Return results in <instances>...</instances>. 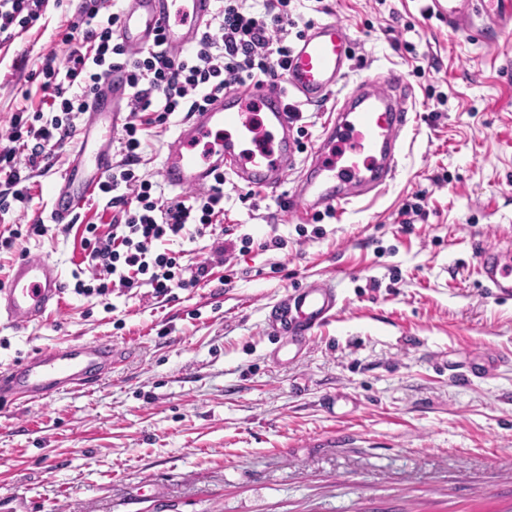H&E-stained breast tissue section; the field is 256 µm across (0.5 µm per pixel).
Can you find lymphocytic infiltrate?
Masks as SVG:
<instances>
[{"mask_svg":"<svg viewBox=\"0 0 512 512\" xmlns=\"http://www.w3.org/2000/svg\"><path fill=\"white\" fill-rule=\"evenodd\" d=\"M49 0H0V49L10 48L37 26ZM113 0H81L59 38L69 45L65 64L47 54L40 73L46 107L14 113L6 145L0 146V212L32 200L30 181L44 172L62 148L90 93L112 69L123 70L129 86V117L118 139L117 161L101 182L84 222L80 246L85 272H73L80 296L110 297L145 285L156 295L196 287L205 266L186 273L177 240L210 236L224 251V180L192 195L165 198L140 174L142 136L150 122L192 112L214 95L244 81L282 77L288 66V38L299 20L292 0H221L210 23L188 51L163 41L129 50L117 38L120 15Z\"/></svg>","mask_w":512,"mask_h":512,"instance_id":"1","label":"lymphocytic infiltrate"}]
</instances>
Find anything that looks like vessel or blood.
<instances>
[{"label": "vessel or blood", "mask_w": 512, "mask_h": 512, "mask_svg": "<svg viewBox=\"0 0 512 512\" xmlns=\"http://www.w3.org/2000/svg\"><path fill=\"white\" fill-rule=\"evenodd\" d=\"M214 0H122L118 37L135 50L163 38L173 50L194 44L213 14ZM430 12L456 28L473 15L498 29L512 28V0H431ZM352 58L346 26L330 18L313 24L292 49L280 85L245 82L214 96L178 124L166 142L160 174L174 190L203 189L220 175L240 186L274 193L294 186L282 199L287 216L308 221L320 210L337 209L380 192L396 173L408 127L402 82L394 73L368 78L338 99L306 158H298L296 119L286 99L316 105L345 79ZM124 72L112 71L95 90L84 115L83 136L63 173L48 187L50 220L73 223L92 200L114 163L113 146L127 121ZM481 286L497 299L512 298V252L494 246L478 251ZM59 267L43 253L23 251L0 284V320L38 323L61 305ZM334 279L308 281L286 291L266 312L274 363L306 347L312 333L338 311ZM111 339L39 350L0 371V406L46 399L60 390L89 388L112 367Z\"/></svg>", "instance_id": "1"}]
</instances>
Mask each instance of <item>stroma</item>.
Instances as JSON below:
<instances>
[{
  "mask_svg": "<svg viewBox=\"0 0 512 512\" xmlns=\"http://www.w3.org/2000/svg\"><path fill=\"white\" fill-rule=\"evenodd\" d=\"M78 3L49 6L0 59V134L41 106L32 75L47 53L65 61L57 34ZM296 10L345 23L348 82L393 71L407 87L394 179L304 224L279 197L259 194L252 211L226 195L225 224L254 246L218 263L209 237L185 243V268L212 269L173 300L147 286L76 295L78 237L19 239L59 265L65 289L44 323L0 322V370L74 340L108 337L115 352L92 389L0 407V512H512V300L488 297L475 258L483 245L512 250V35L479 20L449 30L428 0ZM182 118L149 126L142 145L139 170L167 198L160 161ZM68 160L56 151L28 209L0 225L48 212L46 186ZM275 237L284 248L262 249ZM317 275L339 280L338 317L275 364L266 307Z\"/></svg>",
  "mask_w": 512,
  "mask_h": 512,
  "instance_id": "stroma-1",
  "label": "stroma"
}]
</instances>
